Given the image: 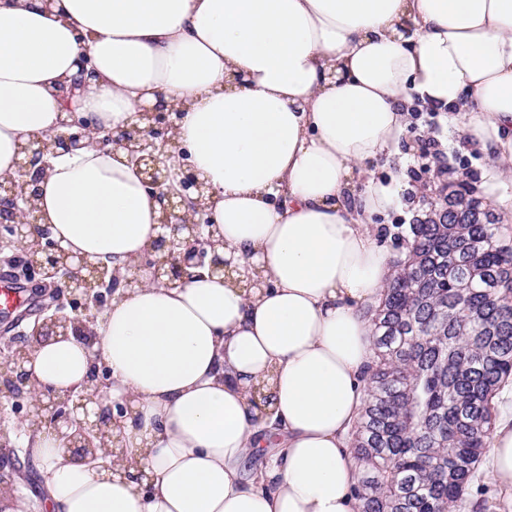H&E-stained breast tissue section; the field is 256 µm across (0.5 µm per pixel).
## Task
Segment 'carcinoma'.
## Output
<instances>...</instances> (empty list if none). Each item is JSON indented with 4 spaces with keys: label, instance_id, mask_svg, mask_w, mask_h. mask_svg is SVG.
I'll return each mask as SVG.
<instances>
[{
    "label": "carcinoma",
    "instance_id": "carcinoma-1",
    "mask_svg": "<svg viewBox=\"0 0 512 512\" xmlns=\"http://www.w3.org/2000/svg\"><path fill=\"white\" fill-rule=\"evenodd\" d=\"M473 190L444 185L391 236L394 264L370 311L375 367L351 434L359 512H481L477 485L512 381V243Z\"/></svg>",
    "mask_w": 512,
    "mask_h": 512
}]
</instances>
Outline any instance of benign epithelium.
<instances>
[{
    "label": "benign epithelium",
    "mask_w": 512,
    "mask_h": 512,
    "mask_svg": "<svg viewBox=\"0 0 512 512\" xmlns=\"http://www.w3.org/2000/svg\"><path fill=\"white\" fill-rule=\"evenodd\" d=\"M90 64V55L83 54L77 75L69 85L60 87L61 97L71 99L94 77ZM182 116L183 111L174 106H145L137 112V122L115 136L110 131L91 128L89 119L70 110L55 134L21 147L17 177L0 179V245L13 247L23 255L35 252L31 264L39 275L38 281L62 279L66 303L72 311L68 315L62 312V306H57L11 349L7 361L0 365V398L25 401L26 413L17 429H22L25 422L32 432L47 429L62 449L64 460L70 463L91 469L112 467V460L90 454L88 449L108 432L113 433V443L123 444L120 422L129 405L112 400L110 370L99 358L94 360L89 374L94 391L60 394L49 387L35 391L28 369L31 348L70 334L92 345V320L112 301L120 278L108 265L74 255L51 238L49 228L40 223L33 185L59 150L80 149L90 141L102 148L120 143L142 173L146 188L160 203L159 232L140 266L150 269L154 279L171 288L205 274L228 276L234 269L216 254L214 224L204 201L203 182L186 162L174 170L166 164V157L176 151L173 134ZM173 179L181 188L175 196L168 191Z\"/></svg>",
    "instance_id": "benign-epithelium-1"
}]
</instances>
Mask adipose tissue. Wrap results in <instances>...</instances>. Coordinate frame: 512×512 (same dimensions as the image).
Listing matches in <instances>:
<instances>
[{"mask_svg": "<svg viewBox=\"0 0 512 512\" xmlns=\"http://www.w3.org/2000/svg\"><path fill=\"white\" fill-rule=\"evenodd\" d=\"M85 51L95 76L64 103ZM159 102L184 110L175 140L217 253L266 285L170 288L144 270L93 346L36 347V386L82 389L98 357L132 410L108 469L24 437L45 512H359L349 437L394 260L378 219L407 189L366 164L401 154L419 107L449 112L485 178L512 181V0H0V176L68 109L116 134ZM37 193L52 238L119 274L157 235L159 205L121 146L58 153ZM487 459L512 512V415Z\"/></svg>", "mask_w": 512, "mask_h": 512, "instance_id": "obj_1", "label": "adipose tissue"}]
</instances>
